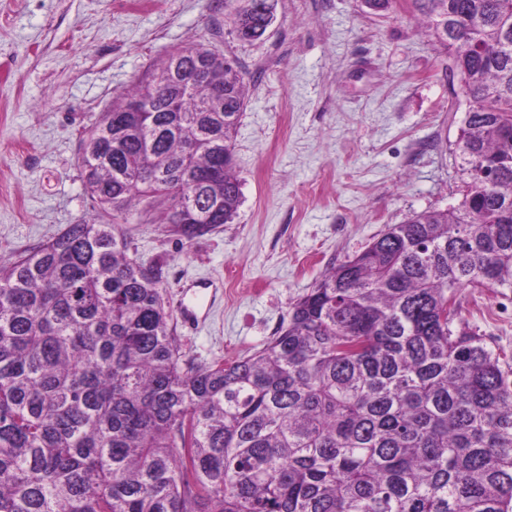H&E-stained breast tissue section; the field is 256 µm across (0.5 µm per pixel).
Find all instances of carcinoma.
<instances>
[{
    "mask_svg": "<svg viewBox=\"0 0 512 512\" xmlns=\"http://www.w3.org/2000/svg\"><path fill=\"white\" fill-rule=\"evenodd\" d=\"M277 2L244 0L237 39ZM409 2L469 101L460 203L326 269L247 357L186 356L121 231L146 200L189 242L233 221L247 72L189 45L102 113L81 177L107 219L0 265V512H512V366L458 300L512 291V0Z\"/></svg>",
    "mask_w": 512,
    "mask_h": 512,
    "instance_id": "carcinoma-1",
    "label": "carcinoma"
}]
</instances>
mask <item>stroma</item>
I'll list each match as a JSON object with an SVG mask.
<instances>
[{
	"label": "stroma",
	"mask_w": 512,
	"mask_h": 512,
	"mask_svg": "<svg viewBox=\"0 0 512 512\" xmlns=\"http://www.w3.org/2000/svg\"><path fill=\"white\" fill-rule=\"evenodd\" d=\"M236 0H0V263L92 217L82 137L113 97L189 43L258 76L235 136L242 204L193 242L158 209L123 227L130 252L162 268L177 311L209 283L195 326L176 325L200 363L252 354L327 265L411 212L457 205L450 146L466 110L458 80L397 0H278L261 41L234 34ZM461 317L512 361V292L465 288Z\"/></svg>",
	"instance_id": "obj_1"
}]
</instances>
